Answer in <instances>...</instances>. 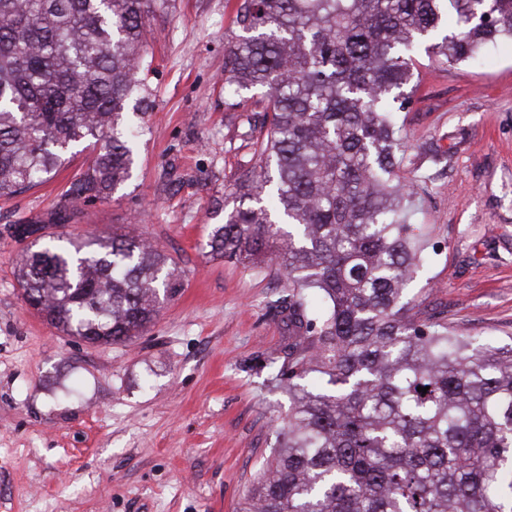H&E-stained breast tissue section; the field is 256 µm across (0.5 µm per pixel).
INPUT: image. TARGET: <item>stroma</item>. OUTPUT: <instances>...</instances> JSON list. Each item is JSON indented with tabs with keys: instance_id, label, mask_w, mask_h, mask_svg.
I'll return each instance as SVG.
<instances>
[{
	"instance_id": "1",
	"label": "stroma",
	"mask_w": 512,
	"mask_h": 512,
	"mask_svg": "<svg viewBox=\"0 0 512 512\" xmlns=\"http://www.w3.org/2000/svg\"><path fill=\"white\" fill-rule=\"evenodd\" d=\"M242 0H169L146 38L152 110L132 177L84 206L75 233L137 232L170 255L184 286L131 343L90 344L22 299L20 243L0 236V512H236L275 444L288 396L268 362L292 341L276 263L212 257V225L257 163L244 137L261 94L224 91V49ZM419 84L398 124L419 174L414 222L430 247L409 296L462 336L512 343V42L481 63L416 56ZM85 161L0 200V225L62 203Z\"/></svg>"
}]
</instances>
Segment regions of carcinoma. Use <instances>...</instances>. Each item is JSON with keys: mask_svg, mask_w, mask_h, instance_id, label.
<instances>
[{"mask_svg": "<svg viewBox=\"0 0 512 512\" xmlns=\"http://www.w3.org/2000/svg\"><path fill=\"white\" fill-rule=\"evenodd\" d=\"M168 2L0 0V198L88 152L64 202L27 223L14 277L37 314L92 344L133 341L184 287L141 238L59 233L131 175L143 127L125 111ZM238 22L224 83L263 95L248 133L261 165L234 187L252 205L224 212L208 246L276 262L297 340L272 377L288 413L237 512H512V346L408 314L426 235L393 117L419 49L478 60L512 41V0H242Z\"/></svg>", "mask_w": 512, "mask_h": 512, "instance_id": "carcinoma-1", "label": "carcinoma"}]
</instances>
